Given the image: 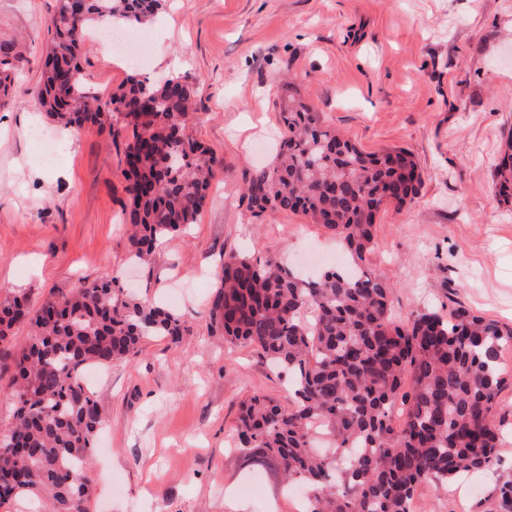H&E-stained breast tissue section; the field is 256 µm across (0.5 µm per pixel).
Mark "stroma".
<instances>
[{
	"label": "stroma",
	"instance_id": "1",
	"mask_svg": "<svg viewBox=\"0 0 512 512\" xmlns=\"http://www.w3.org/2000/svg\"><path fill=\"white\" fill-rule=\"evenodd\" d=\"M54 6L0 0V54L14 65L0 94V302L23 294L34 309L116 275L190 329L95 370L106 426L83 472L89 512H302L274 462L235 446L240 402L261 394L291 408L288 382L254 347L225 344L210 310L227 252L313 277L327 267L319 251L349 257L302 213L254 214L243 184L273 161L291 90L363 151L408 150L419 193L378 213L365 268L394 284L399 320L455 299L512 327V201L494 180L512 133V0H166L141 28L143 65L104 62L110 32L92 29L81 60L91 90L106 98L132 74L182 76L200 114L191 133L217 158L196 224L163 240L146 269L128 263L122 144L94 127L61 132L34 100ZM34 129L63 142L53 164ZM510 478L512 413L494 465L445 493L422 488L413 512H495L492 491Z\"/></svg>",
	"mask_w": 512,
	"mask_h": 512
}]
</instances>
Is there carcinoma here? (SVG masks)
Instances as JSON below:
<instances>
[{"label": "carcinoma", "instance_id": "1", "mask_svg": "<svg viewBox=\"0 0 512 512\" xmlns=\"http://www.w3.org/2000/svg\"><path fill=\"white\" fill-rule=\"evenodd\" d=\"M164 0H55L45 78L37 89L49 116L70 128L96 126L125 140V193L132 226L129 261L151 264L157 242L194 224L213 176V152L187 129L194 90L181 76L136 75L100 99L83 84L82 47L92 22L144 23ZM283 137L273 163L248 178L242 199L257 214L300 211L336 235L353 272L303 279L274 260L224 255L211 308L224 340L256 347L288 375L294 407L254 395L237 418L240 448L272 458L311 493L308 512H411L423 485L446 490L459 475L492 465L504 415L498 395L512 329L462 304L392 314L394 286L362 269L379 211L418 195L421 175L399 147L366 153L325 125L312 105L282 100ZM495 177L512 198V134ZM18 298L0 305V342L23 321L24 346L0 351L12 371L15 410L0 431V504L43 497L49 512H88L83 468L104 421L83 380L91 365L138 351L149 336L178 341L181 317L136 298L110 276L48 297L26 317ZM497 512H512V479L494 489Z\"/></svg>", "mask_w": 512, "mask_h": 512}]
</instances>
